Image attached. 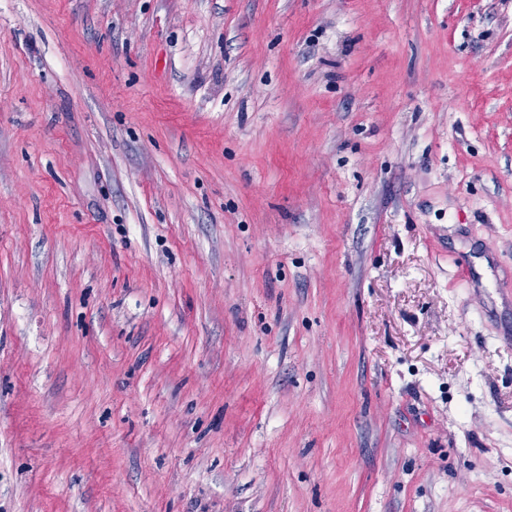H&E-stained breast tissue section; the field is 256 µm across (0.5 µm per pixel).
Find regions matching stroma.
Here are the masks:
<instances>
[{
	"mask_svg": "<svg viewBox=\"0 0 512 512\" xmlns=\"http://www.w3.org/2000/svg\"><path fill=\"white\" fill-rule=\"evenodd\" d=\"M512 0H0V512H512Z\"/></svg>",
	"mask_w": 512,
	"mask_h": 512,
	"instance_id": "35a3bbf8",
	"label": "stroma"
}]
</instances>
